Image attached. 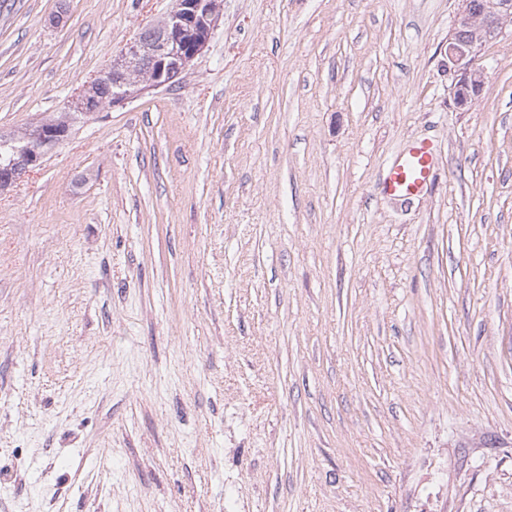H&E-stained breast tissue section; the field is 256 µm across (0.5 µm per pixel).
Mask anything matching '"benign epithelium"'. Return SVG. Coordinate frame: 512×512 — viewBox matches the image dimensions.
<instances>
[{
  "label": "benign epithelium",
  "instance_id": "obj_1",
  "mask_svg": "<svg viewBox=\"0 0 512 512\" xmlns=\"http://www.w3.org/2000/svg\"><path fill=\"white\" fill-rule=\"evenodd\" d=\"M221 0H175V7L157 24V35L144 42L135 38L109 65L87 81L75 95L73 109L92 113L99 102L90 97L94 83L112 79L117 91L112 105L122 104L141 95L148 88L168 84V75L187 70L208 45L219 16ZM512 17V0H498L490 7H479L474 0H462L453 31L448 37V72L453 76V100L459 107L467 106L481 91L485 70L479 64L484 45L501 36L504 20ZM60 144L43 128L34 129L31 142L19 150L16 172L0 181V191L14 186L25 174L32 172L47 152Z\"/></svg>",
  "mask_w": 512,
  "mask_h": 512
}]
</instances>
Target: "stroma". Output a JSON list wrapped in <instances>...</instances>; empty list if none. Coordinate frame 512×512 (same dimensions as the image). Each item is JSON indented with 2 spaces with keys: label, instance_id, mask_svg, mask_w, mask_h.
Returning <instances> with one entry per match:
<instances>
[{
  "label": "stroma",
  "instance_id": "stroma-1",
  "mask_svg": "<svg viewBox=\"0 0 512 512\" xmlns=\"http://www.w3.org/2000/svg\"><path fill=\"white\" fill-rule=\"evenodd\" d=\"M173 5L0 0V133ZM458 9L223 0L0 195V512H512V20L459 109ZM437 168L433 142L414 140L386 168L382 177L384 192L404 200L424 195L434 186Z\"/></svg>",
  "mask_w": 512,
  "mask_h": 512
}]
</instances>
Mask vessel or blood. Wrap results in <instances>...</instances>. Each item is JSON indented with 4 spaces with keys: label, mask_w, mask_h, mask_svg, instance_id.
Wrapping results in <instances>:
<instances>
[{
    "label": "vessel or blood",
    "mask_w": 512,
    "mask_h": 512,
    "mask_svg": "<svg viewBox=\"0 0 512 512\" xmlns=\"http://www.w3.org/2000/svg\"><path fill=\"white\" fill-rule=\"evenodd\" d=\"M437 168L438 156L433 142L412 141L386 168L383 189L388 196L404 200L424 195L434 186Z\"/></svg>",
    "instance_id": "vessel-or-blood-1"
}]
</instances>
